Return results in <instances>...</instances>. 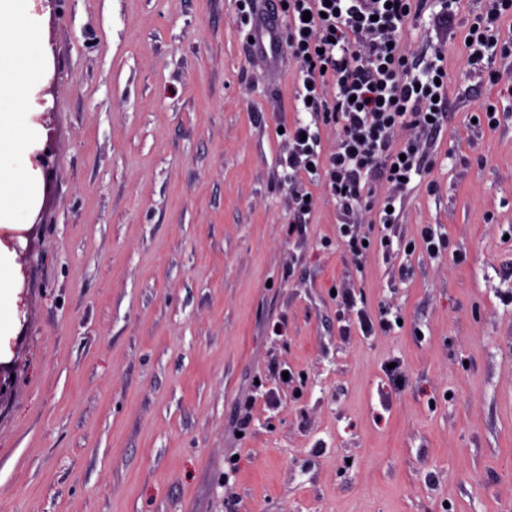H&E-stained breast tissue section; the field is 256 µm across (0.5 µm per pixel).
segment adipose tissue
<instances>
[{"instance_id":"adipose-tissue-1","label":"adipose tissue","mask_w":512,"mask_h":512,"mask_svg":"<svg viewBox=\"0 0 512 512\" xmlns=\"http://www.w3.org/2000/svg\"><path fill=\"white\" fill-rule=\"evenodd\" d=\"M28 49L16 30L0 28V158L18 140H31L36 131L28 123L29 115L10 108L20 77L27 71ZM15 254L0 244V337L15 332L12 272Z\"/></svg>"}]
</instances>
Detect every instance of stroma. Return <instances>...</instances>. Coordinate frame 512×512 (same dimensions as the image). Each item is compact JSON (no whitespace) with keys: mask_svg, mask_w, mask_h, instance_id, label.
I'll use <instances>...</instances> for the list:
<instances>
[{"mask_svg":"<svg viewBox=\"0 0 512 512\" xmlns=\"http://www.w3.org/2000/svg\"><path fill=\"white\" fill-rule=\"evenodd\" d=\"M481 5L445 28L429 0L404 35L445 53L448 127L358 265L322 178L282 162L281 127L312 116L242 0L0 17L32 30L20 109L54 161L0 356V512H512V55L470 66ZM351 288L389 329L342 313Z\"/></svg>","mask_w":512,"mask_h":512,"instance_id":"obj_1","label":"stroma"}]
</instances>
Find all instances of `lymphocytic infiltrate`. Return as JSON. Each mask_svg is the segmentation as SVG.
Returning a JSON list of instances; mask_svg holds the SVG:
<instances>
[{"instance_id": "obj_1", "label": "lymphocytic infiltrate", "mask_w": 512, "mask_h": 512, "mask_svg": "<svg viewBox=\"0 0 512 512\" xmlns=\"http://www.w3.org/2000/svg\"><path fill=\"white\" fill-rule=\"evenodd\" d=\"M489 10L468 24L469 61L483 66L512 51L500 20L512 0H491ZM287 26L278 34L300 64L296 100L336 131V148L322 154L318 131L288 128L293 147L286 163L294 171L323 174L342 215L377 208L378 233L363 236L341 224L340 237L353 258L371 243L387 246L396 226L393 198L376 202V183L398 184L425 164L424 145L438 136L448 118V71L442 51L417 66L401 40L427 0H285Z\"/></svg>"}]
</instances>
